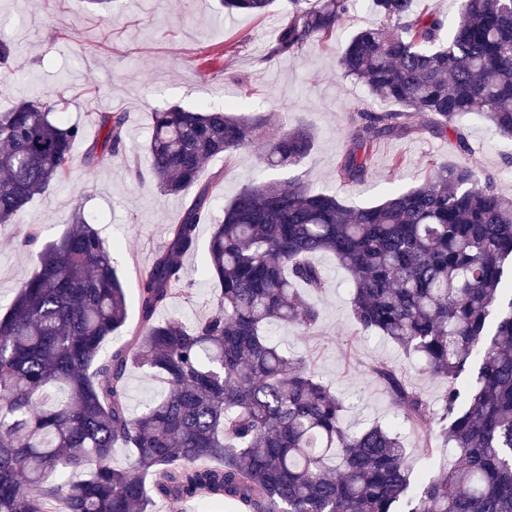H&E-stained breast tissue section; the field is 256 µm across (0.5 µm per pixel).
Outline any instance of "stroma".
<instances>
[{
	"label": "stroma",
	"instance_id": "35a3bbf8",
	"mask_svg": "<svg viewBox=\"0 0 512 512\" xmlns=\"http://www.w3.org/2000/svg\"><path fill=\"white\" fill-rule=\"evenodd\" d=\"M283 22L277 10L260 18L227 16L218 0H111L100 12L87 0H0V40L15 49L12 62L0 69V112L36 96L47 104L66 100L70 122L83 121L89 112L126 116L125 149L112 164L85 163L89 143L102 137L97 127L87 126L85 141L74 147L66 179L31 201L12 224L0 225V313L35 270L30 250L22 244V227L37 226L40 242L46 243L65 232L78 209L111 244L127 294L136 295L139 270L151 262L167 239L169 225L178 222L190 202L186 196L163 194L154 182L136 176L149 167L146 145L156 109L205 102L242 116L274 113L276 127L260 129L261 142L274 130L310 125L316 133L313 151L274 176L302 178L312 190L338 194L351 207L377 203L388 188L417 185L436 161H468L493 177L497 192L512 196V139L500 137L474 114L461 120L468 154H460L451 137H390L377 143L369 179L356 185L337 181L336 165L349 144L351 115L386 107L358 81L342 78L337 59L348 38L377 24L378 18L371 10L353 9L326 44L268 58ZM217 174L222 183L210 202L213 219L221 217L240 188L266 177L252 147L228 160H207L202 181ZM211 232L210 223L199 226V247L184 260L186 293L160 312V320L192 324L214 313L216 284L203 274ZM314 262L330 284L314 299L317 325L307 333L272 326L270 341L307 360L317 378L343 401L345 422L352 428L398 426L414 473L448 467L452 460L438 432L424 439L404 424L371 368L380 361L395 365L434 410L447 382L431 378L419 356L404 353L387 337L357 333L350 272L329 254L316 255ZM426 440L432 453L422 450Z\"/></svg>",
	"mask_w": 512,
	"mask_h": 512
}]
</instances>
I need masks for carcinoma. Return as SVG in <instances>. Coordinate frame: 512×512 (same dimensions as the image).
Listing matches in <instances>:
<instances>
[{"mask_svg": "<svg viewBox=\"0 0 512 512\" xmlns=\"http://www.w3.org/2000/svg\"><path fill=\"white\" fill-rule=\"evenodd\" d=\"M356 2L221 5L255 17L282 6L288 23L272 59L333 37ZM370 8L379 24L353 33L338 66L397 108L351 117L341 183L365 181L385 137L452 136L467 154L459 120L468 114L512 138V0H459L450 28L416 0ZM418 116L427 117L421 127ZM87 123L103 136L84 161L112 162L124 143L122 112L70 123L33 99L0 112V224L66 178ZM269 123L205 107L152 113V180L170 195L198 191L141 270L138 327L108 358L100 349L126 324L127 294L97 226L78 210L35 253L34 274L0 315V512H153L157 499L201 498L243 512H512V197L467 162H436L418 185L363 207L299 178L242 187L208 245L216 313L193 326L157 319L186 292L183 259L211 219L216 186L199 185L204 162L231 158ZM314 140L302 125L280 132L260 163L294 166ZM321 252L353 274L357 331L388 337L448 381L439 423L456 456L450 467L414 475L397 431L347 428L342 402L305 359L268 342L272 325L316 326L319 310L294 285L328 288L310 261ZM132 367L165 385L140 415L127 404ZM373 372L424 431L423 395L391 365ZM117 447L130 452L125 467L112 465Z\"/></svg>", "mask_w": 512, "mask_h": 512, "instance_id": "obj_1", "label": "carcinoma"}]
</instances>
